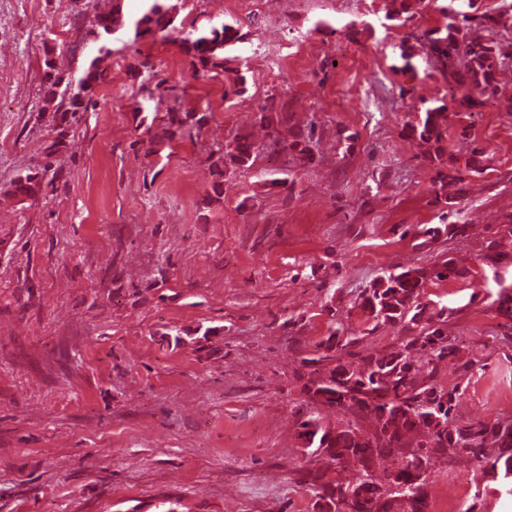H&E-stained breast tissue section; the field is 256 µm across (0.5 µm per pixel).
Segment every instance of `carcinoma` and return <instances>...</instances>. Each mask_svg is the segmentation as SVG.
<instances>
[{"mask_svg": "<svg viewBox=\"0 0 512 512\" xmlns=\"http://www.w3.org/2000/svg\"><path fill=\"white\" fill-rule=\"evenodd\" d=\"M124 0H112V9L96 16L92 28L82 36L90 47V60L76 89L71 80L56 72L53 52H45L43 110L85 112L96 106V89L110 80L105 61L112 55L109 36L124 27L134 38L164 33L174 28L175 7L167 0H145L147 6L138 16L127 18ZM437 10L444 23L420 35H407L399 46L406 69H414L412 59H428L436 65L447 95L431 104L421 100L423 115L405 126L406 138L425 148V158L436 169L435 203L443 217L454 206L456 196L448 187L465 181V173H484L482 154H473L465 169L456 166L448 152L450 115L470 112L501 94L497 75L512 63V15L503 6L490 13L475 8L473 0H439ZM425 0H389L385 19L400 21L426 8ZM244 39L229 25L194 30L180 38V47L191 58L194 73L220 75L225 72L224 52ZM142 79L141 91L147 93V107L135 111H159L166 105L167 121L159 127L162 140L194 138L202 118L195 110L167 104L168 89L151 84L156 64L145 57L133 66ZM61 102H55L56 98ZM261 108L256 115L267 128L264 147L272 152H287L299 160L314 158L319 141L315 128L304 139L287 141L278 124L287 116L273 119ZM257 148L249 137L236 136L215 151L212 166L236 170L247 166ZM465 224L428 227L418 232L428 245L446 231L448 237H463ZM488 267L498 284L493 304L500 315L512 321V271L507 270V254L495 251L486 256ZM460 276L454 259L433 266L397 268L382 272L361 291L355 304L372 329L405 324V342L389 350L358 353L345 359L344 351L361 337L331 328L329 335L316 344L314 357L303 359L310 373L303 389L307 401L306 419L298 426V435L307 438L305 451L321 457L327 464L305 469L301 485L313 499L329 500L333 512H427V467L433 460L447 463L467 457L476 467L488 470L505 481L512 474V424L499 420L464 418L457 413L459 387L436 383L439 366L456 360L460 349L448 336L445 310L434 312L421 300L428 282H442ZM342 408L353 420L341 427L323 421L321 409ZM392 465L377 471L383 460Z\"/></svg>", "mask_w": 512, "mask_h": 512, "instance_id": "cac0c4a2", "label": "carcinoma"}]
</instances>
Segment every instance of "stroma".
<instances>
[{"label": "stroma", "instance_id": "35a3bbf8", "mask_svg": "<svg viewBox=\"0 0 512 512\" xmlns=\"http://www.w3.org/2000/svg\"><path fill=\"white\" fill-rule=\"evenodd\" d=\"M170 2L177 30L245 34L225 53L235 69L243 53L257 59L244 92L193 75L177 42L120 31L121 79L98 88L95 109L45 111L44 48L79 79L81 34L112 0H0V512H313L299 484L314 463L297 436L302 360L332 326L371 350L400 344V326L363 332L353 306L393 267L454 258L460 276L421 296L450 308L461 342L436 381L461 387L459 415L512 420V322L484 262L493 247L512 255V115L498 103L448 130L458 161L486 159L446 217L467 235L417 236L444 217L433 167L400 131L442 83L424 64L405 70L398 45L441 24L435 7L389 27L385 0ZM353 22L368 30L351 42ZM146 56L183 107L207 108L195 140L138 130L130 66ZM272 97L288 104L284 138L315 122L314 161L262 153L218 175L210 152L250 132ZM369 99L385 110L367 116ZM36 170L40 191L10 197ZM443 488L477 512H512V495L468 463H437L427 490Z\"/></svg>", "mask_w": 512, "mask_h": 512}]
</instances>
